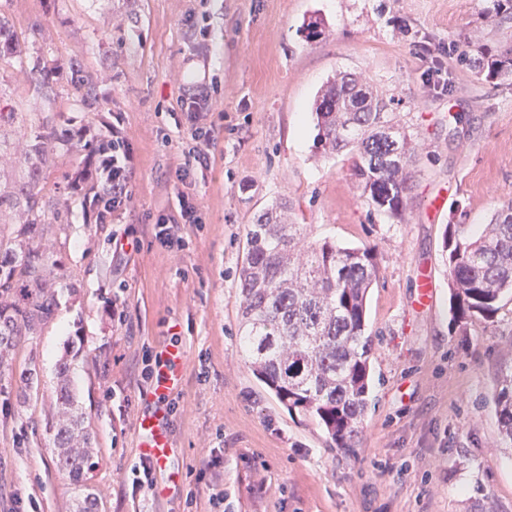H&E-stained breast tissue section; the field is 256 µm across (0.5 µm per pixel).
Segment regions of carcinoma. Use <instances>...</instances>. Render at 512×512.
<instances>
[{"label": "carcinoma", "mask_w": 512, "mask_h": 512, "mask_svg": "<svg viewBox=\"0 0 512 512\" xmlns=\"http://www.w3.org/2000/svg\"><path fill=\"white\" fill-rule=\"evenodd\" d=\"M13 32L0 21V63L12 61ZM474 67L491 78H512V43L495 53L479 49ZM316 148L344 154L360 197L393 218L404 215L414 183V154L408 135L393 122L389 101L363 79L345 74L318 96ZM31 141L28 166L7 190L0 189V213L22 209L25 224L0 223V379L10 374V351L53 312L47 281L66 276L58 261L41 250L45 223L42 171L54 160L55 119L41 113L0 114V149L11 135ZM303 227L288 223V204L266 209L247 230L241 269L240 327L247 362L287 410L308 414L335 446L359 445L367 410L371 336L366 302L378 276L369 248L324 241L300 242ZM455 315L488 320L512 294V202L496 210L475 238L448 223L444 236ZM499 436L512 447V365L500 371L495 388ZM53 427L56 466L72 483L84 481L88 452L74 453L83 416L67 381L57 392Z\"/></svg>", "instance_id": "cac0c4a2"}]
</instances>
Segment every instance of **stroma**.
I'll return each instance as SVG.
<instances>
[{
  "mask_svg": "<svg viewBox=\"0 0 512 512\" xmlns=\"http://www.w3.org/2000/svg\"><path fill=\"white\" fill-rule=\"evenodd\" d=\"M0 14L20 60L0 68V110L51 113L64 142L120 128L134 190L100 224L85 191L101 180L98 157L64 154L43 173L45 220L68 229L42 247L67 276L49 282L51 318L12 355L9 384L35 378L25 399L0 400V512H72L87 495L98 512H512V447L494 404L512 363V297L492 320L454 318L443 249L448 223L476 236L512 200V83L476 76L452 47L462 33L491 50L512 41L492 0H0ZM79 68L87 102L70 83ZM342 72L390 98L418 145L404 220L361 198L345 156L315 148V96ZM206 93L203 168L187 156L180 102ZM440 193L448 209L436 213ZM187 202L200 223L183 222ZM279 202L310 239L371 248L378 264L371 405L350 455L288 412L243 354L247 228ZM425 275L435 296L422 307ZM175 346L162 499L133 483L137 428ZM63 358L93 446L79 485L56 470L46 432Z\"/></svg>",
  "mask_w": 512,
  "mask_h": 512,
  "instance_id": "1",
  "label": "stroma"
}]
</instances>
